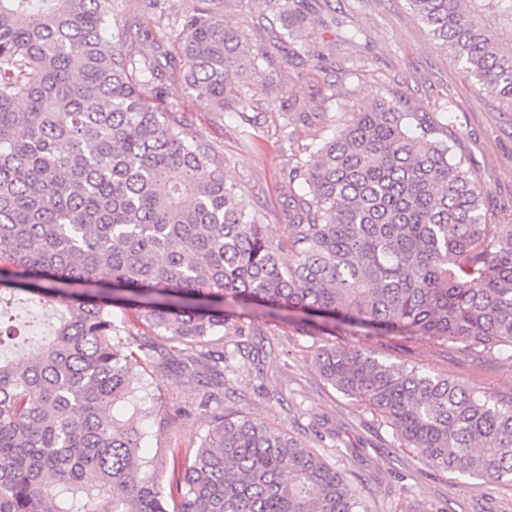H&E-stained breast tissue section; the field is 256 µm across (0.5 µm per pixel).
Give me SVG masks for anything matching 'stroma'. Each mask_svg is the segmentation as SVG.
<instances>
[{"label":"stroma","mask_w":512,"mask_h":512,"mask_svg":"<svg viewBox=\"0 0 512 512\" xmlns=\"http://www.w3.org/2000/svg\"><path fill=\"white\" fill-rule=\"evenodd\" d=\"M160 3L149 10L140 0H114L113 19L120 26L135 24L163 34L168 46L181 37L184 19L206 6L205 0ZM222 14L227 27L263 52V80L248 72L238 79L246 112L207 109L171 71L160 105L221 154L227 182L262 211L274 237L288 236L282 187L289 162L306 144L335 136L336 99L342 95L358 107L395 95L412 110L428 113L470 178L484 187L489 216L512 213V112L479 93L459 65L432 45L407 0H305L302 34L308 53L299 65L289 63L288 29L265 0H226ZM350 31L356 34L351 42L346 39ZM300 107L321 113V120L302 124L296 113ZM255 330L253 342L264 361L239 359L236 377L224 387L225 410L249 412L320 452L369 512H512V484L476 488L397 447L391 428L322 377L314 352L334 340L352 344L387 362L463 381L503 402L512 399L511 361L479 359L400 336H307L294 323L266 315L256 319ZM150 381V392L137 407L118 404L112 413L119 419L138 416L146 434L142 455L163 484L168 448L197 446L207 418L193 409L199 388L175 365L154 370ZM180 407L190 408L191 416L163 430L168 414Z\"/></svg>","instance_id":"stroma-1"}]
</instances>
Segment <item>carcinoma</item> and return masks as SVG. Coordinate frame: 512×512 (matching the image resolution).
<instances>
[{"mask_svg": "<svg viewBox=\"0 0 512 512\" xmlns=\"http://www.w3.org/2000/svg\"><path fill=\"white\" fill-rule=\"evenodd\" d=\"M114 0H0V310L39 296L61 307L33 355L0 357V512H367L321 454L244 411L224 385L246 341L212 345L244 309H299L333 328L447 345L512 361V214L491 221L484 189L423 112L399 99L347 102L335 137L288 173V239L274 238L224 177V160L155 104L176 70L224 111L258 69L240 34L207 8L166 48L112 27ZM288 60L303 0H286ZM435 48L512 112V0H407ZM152 39L156 54L125 45ZM291 261H282V254ZM137 297L138 326L112 308ZM202 387L209 429L170 449L161 486L134 417L141 338ZM321 375L364 402L429 466L512 484V401L355 346L317 348Z\"/></svg>", "mask_w": 512, "mask_h": 512, "instance_id": "cac0c4a2", "label": "carcinoma"}]
</instances>
